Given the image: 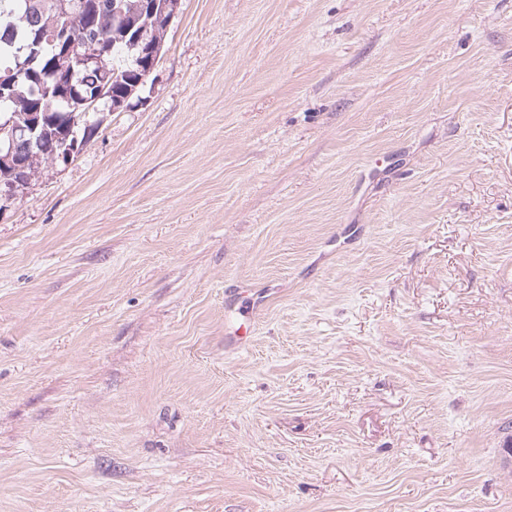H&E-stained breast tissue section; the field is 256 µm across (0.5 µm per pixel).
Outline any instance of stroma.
<instances>
[{
	"label": "stroma",
	"instance_id": "obj_1",
	"mask_svg": "<svg viewBox=\"0 0 512 512\" xmlns=\"http://www.w3.org/2000/svg\"><path fill=\"white\" fill-rule=\"evenodd\" d=\"M511 438L512 0H181L0 212V512H512Z\"/></svg>",
	"mask_w": 512,
	"mask_h": 512
}]
</instances>
